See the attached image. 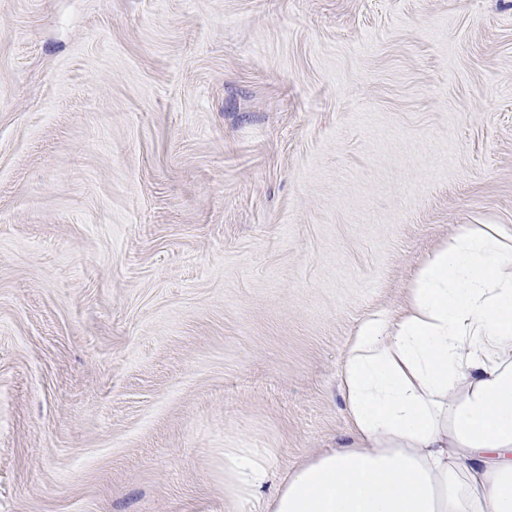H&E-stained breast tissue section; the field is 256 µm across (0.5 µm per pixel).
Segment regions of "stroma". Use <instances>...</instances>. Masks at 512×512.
<instances>
[{"label": "stroma", "instance_id": "obj_1", "mask_svg": "<svg viewBox=\"0 0 512 512\" xmlns=\"http://www.w3.org/2000/svg\"><path fill=\"white\" fill-rule=\"evenodd\" d=\"M512 225V0H0V512H262L340 372Z\"/></svg>", "mask_w": 512, "mask_h": 512}]
</instances>
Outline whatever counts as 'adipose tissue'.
I'll return each mask as SVG.
<instances>
[{
	"label": "adipose tissue",
	"instance_id": "ef3b65f1",
	"mask_svg": "<svg viewBox=\"0 0 512 512\" xmlns=\"http://www.w3.org/2000/svg\"><path fill=\"white\" fill-rule=\"evenodd\" d=\"M352 441L275 477L224 451V498L265 512H512V229L469 224L405 312L366 320L342 368Z\"/></svg>",
	"mask_w": 512,
	"mask_h": 512
}]
</instances>
